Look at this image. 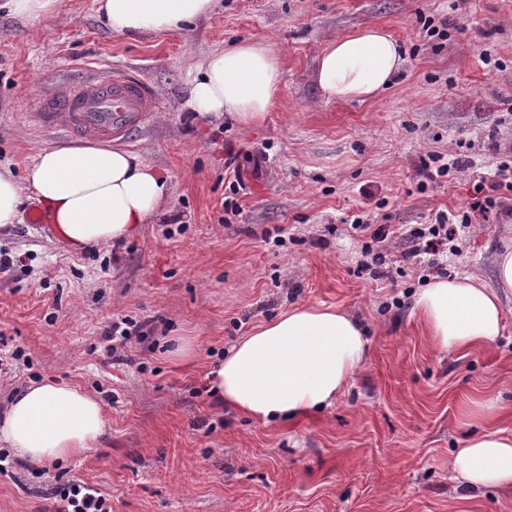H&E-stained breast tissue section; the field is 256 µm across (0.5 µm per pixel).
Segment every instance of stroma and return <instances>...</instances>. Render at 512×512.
Segmentation results:
<instances>
[{"instance_id":"obj_1","label":"stroma","mask_w":512,"mask_h":512,"mask_svg":"<svg viewBox=\"0 0 512 512\" xmlns=\"http://www.w3.org/2000/svg\"><path fill=\"white\" fill-rule=\"evenodd\" d=\"M446 23L429 36L422 17ZM377 24L406 61L368 102L322 98L312 75L329 40ZM241 40L282 58L278 105L243 130L184 104L190 67ZM112 68L139 78L160 110L122 147L167 173L163 212L124 244L71 251L51 229L0 227L14 258L0 281V402L54 380L100 400L107 432L91 454L36 475H0V512H39L56 477L98 488L112 512H512V489L476 497L448 472L477 420L476 402L507 407L512 433V294L485 349L444 351L404 294L438 269L494 280L512 217L460 229L458 252L421 256L397 282L357 276L349 219L392 227L465 208L471 173H493L512 142V0H218L182 32L112 33L98 0H60L27 21L0 9V163L24 174L45 147L77 141L36 127L41 100ZM462 151L470 172L429 178V154ZM299 304L358 317L371 354L336 405L262 426L225 407L211 372L225 349ZM127 317L154 342L113 360L102 339Z\"/></svg>"}]
</instances>
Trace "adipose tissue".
I'll use <instances>...</instances> for the list:
<instances>
[{"label": "adipose tissue", "mask_w": 512, "mask_h": 512, "mask_svg": "<svg viewBox=\"0 0 512 512\" xmlns=\"http://www.w3.org/2000/svg\"><path fill=\"white\" fill-rule=\"evenodd\" d=\"M216 0H99L119 35L184 30L211 16ZM405 63L387 30L371 25L330 40L316 58L314 80L332 102H366L386 89ZM283 70L266 42L242 41L191 69L186 103L203 116L229 114L248 129L279 100ZM52 209L57 238L73 247L120 244L167 205V174L141 153L122 149L47 147L25 179L0 166V226L20 221L29 196ZM512 293V248L498 254L493 284L474 277L436 278L415 294L414 309L439 349L484 348L503 321L501 294ZM369 358L361 322L323 305H297L241 337L213 372L225 404L260 424L297 419L335 404ZM105 434L98 398L50 382L16 390L0 411V447L25 463H64L97 448ZM450 478L476 493L512 488V434L489 429L468 438L448 463Z\"/></svg>", "instance_id": "1"}]
</instances>
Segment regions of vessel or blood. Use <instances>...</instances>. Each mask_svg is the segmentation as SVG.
Here are the masks:
<instances>
[{
	"instance_id": "vessel-or-blood-1",
	"label": "vessel or blood",
	"mask_w": 512,
	"mask_h": 512,
	"mask_svg": "<svg viewBox=\"0 0 512 512\" xmlns=\"http://www.w3.org/2000/svg\"><path fill=\"white\" fill-rule=\"evenodd\" d=\"M156 100L140 79L108 73L70 84L46 98L32 119L87 143L112 145L146 122Z\"/></svg>"
}]
</instances>
